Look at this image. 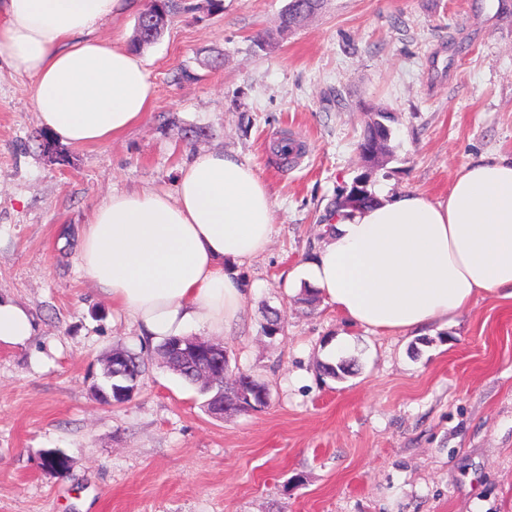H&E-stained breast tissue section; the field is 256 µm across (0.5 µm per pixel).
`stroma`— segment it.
Instances as JSON below:
<instances>
[{
	"instance_id": "obj_1",
	"label": "stroma",
	"mask_w": 512,
	"mask_h": 512,
	"mask_svg": "<svg viewBox=\"0 0 512 512\" xmlns=\"http://www.w3.org/2000/svg\"><path fill=\"white\" fill-rule=\"evenodd\" d=\"M175 3L140 51L152 107L118 138L44 154L29 79L0 71V299L36 323L0 345V512H512V302L373 334L285 286L360 176L378 197L434 199L467 162L512 157V0H324L286 33L288 0ZM370 110L390 113L391 138L368 170ZM286 132L300 145L288 168L274 155ZM209 151L248 161L276 207L267 251L235 267L247 300L217 339L270 401L220 418L79 259L103 199L172 190ZM342 334L355 373L338 381L321 365ZM118 347L144 369L108 405L93 387ZM49 450L66 474L42 468Z\"/></svg>"
}]
</instances>
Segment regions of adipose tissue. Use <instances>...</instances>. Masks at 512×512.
<instances>
[{"label": "adipose tissue", "mask_w": 512, "mask_h": 512, "mask_svg": "<svg viewBox=\"0 0 512 512\" xmlns=\"http://www.w3.org/2000/svg\"><path fill=\"white\" fill-rule=\"evenodd\" d=\"M129 0H0V65L29 77L40 124L61 143L118 137L155 89L131 47L96 29ZM276 212L248 163L196 155L174 191L115 192L80 248L85 276L156 341L199 325L223 334L247 297L225 262L263 254ZM349 323L378 333L444 324L478 297L512 301V159L461 166L447 194L415 192L341 208L317 255L291 274Z\"/></svg>", "instance_id": "ef3b65f1"}]
</instances>
